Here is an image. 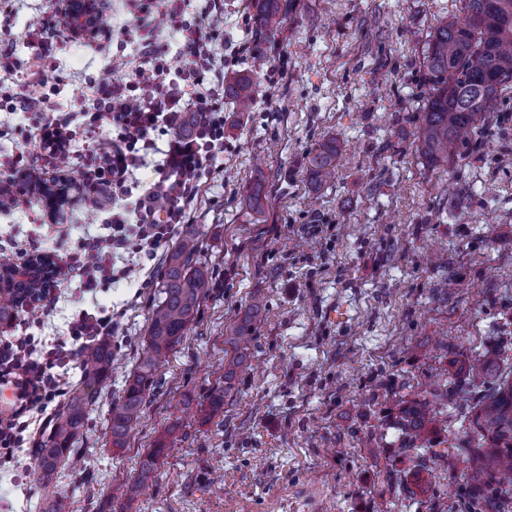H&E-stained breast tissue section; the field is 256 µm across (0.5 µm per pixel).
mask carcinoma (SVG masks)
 <instances>
[{
	"label": "carcinoma",
	"instance_id": "carcinoma-1",
	"mask_svg": "<svg viewBox=\"0 0 512 512\" xmlns=\"http://www.w3.org/2000/svg\"><path fill=\"white\" fill-rule=\"evenodd\" d=\"M464 19L446 18L430 30L421 49L420 64L427 84V95L420 107L421 123L417 151L430 167L448 166L461 158L460 145L491 110L504 88L512 85V0H463ZM287 19L280 0H263L254 18L256 28L265 34L277 32ZM265 65L262 57L251 69L224 83V98L247 112L254 103V77ZM336 141H324L310 159V177L322 185L336 174ZM263 185L253 184L249 203L255 220L264 213ZM199 232L188 227L168 254L158 284L161 300L149 317L147 335L135 370L127 377L118 403L112 406L105 443L111 448L126 447L132 425L140 419L149 401L153 376L160 363L168 360L182 341L209 288L208 271L197 257ZM15 292L0 288V324L15 311ZM251 336L246 321L230 328L225 338L228 356L223 379H232L242 364L240 349ZM497 354L482 353L467 359L466 372L488 379V385L475 400L467 387L446 385L431 392V398L402 403L393 424L405 434L406 448H425L416 466L427 470L444 457L428 439L429 426L437 421L436 405L457 402L466 423V439L455 445L457 455L469 464V507L472 512H512V372L500 370ZM116 356L112 341L103 339L83 354V377L70 393L54 427L37 454L42 480L50 482L60 465L74 452L90 407L103 383L112 375ZM224 412V384L213 387L207 396L205 416ZM175 429L170 427L155 446L140 456L138 472L131 482L112 487V499H128L143 492L171 445ZM43 512H73L66 497L50 496Z\"/></svg>",
	"mask_w": 512,
	"mask_h": 512
}]
</instances>
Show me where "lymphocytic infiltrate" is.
<instances>
[{
    "label": "lymphocytic infiltrate",
    "mask_w": 512,
    "mask_h": 512,
    "mask_svg": "<svg viewBox=\"0 0 512 512\" xmlns=\"http://www.w3.org/2000/svg\"><path fill=\"white\" fill-rule=\"evenodd\" d=\"M185 0H133V13L121 34L138 41L132 56L115 55L110 63L122 78L94 85L78 124L54 114V102L44 90L43 52L25 60L0 48V79L13 86L0 90V101L30 121L48 155L69 150L77 136L104 133L109 148L86 150L77 159L79 187H90L111 202L108 234L85 239L76 250L61 251L39 242L19 250L18 263L27 266L48 255L52 274L45 288L23 296L26 308L47 310L61 288L79 281L84 293L128 279L130 267H116V256L135 258L165 251L179 225L189 223L205 177L215 173L224 152V65L214 29L224 0H201L193 22L182 19ZM168 30L179 32L181 45L169 53L160 44ZM165 143H158V135ZM158 156L156 177L140 194L130 185L135 173ZM117 324L104 308L78 310L69 324V341L44 343L34 337L0 338V386L18 390L16 406L0 418V447L20 449L44 435L53 420L48 407H62L70 385L68 367L80 364L93 343L113 335Z\"/></svg>",
    "instance_id": "f902f5d3"
}]
</instances>
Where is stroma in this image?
Segmentation results:
<instances>
[{"instance_id": "35a3bbf8", "label": "stroma", "mask_w": 512, "mask_h": 512, "mask_svg": "<svg viewBox=\"0 0 512 512\" xmlns=\"http://www.w3.org/2000/svg\"><path fill=\"white\" fill-rule=\"evenodd\" d=\"M57 0H13L0 45L20 59L33 51L35 16L57 25ZM258 0H224L216 25L225 53L251 54L227 65L269 63L256 80L251 111L224 105V157L191 213L198 258L210 288L168 363L155 373L149 403L129 448L103 434L126 375L135 369L148 318L159 301L163 262L141 257L150 284L105 288L97 300L118 313L112 343L118 367L104 384L73 459L50 484L39 482L37 451L0 448V512H42L62 494L75 512H465L468 470L457 459L418 470L389 422L401 401L457 382L480 393L462 368L467 354L498 352L512 362V92L461 145L449 173L415 152L419 102L427 88L421 47L462 0H294L272 36L258 32ZM57 42L44 75L62 111L78 110L87 83L116 78L108 56L133 43ZM18 118L0 103V157L21 148L35 168L45 160ZM336 138V178L307 180L322 139ZM265 183L263 221L246 196ZM89 196L70 194L51 210L22 196L0 212V261L36 238L75 248L101 234L88 223ZM78 285L64 289L44 336L65 334ZM257 315H249L254 302ZM341 313L329 320L330 310ZM250 317L246 363L224 397V411L198 413L223 375L230 323ZM176 439L150 487L130 502L109 497L134 479L139 454L171 423Z\"/></svg>"}]
</instances>
